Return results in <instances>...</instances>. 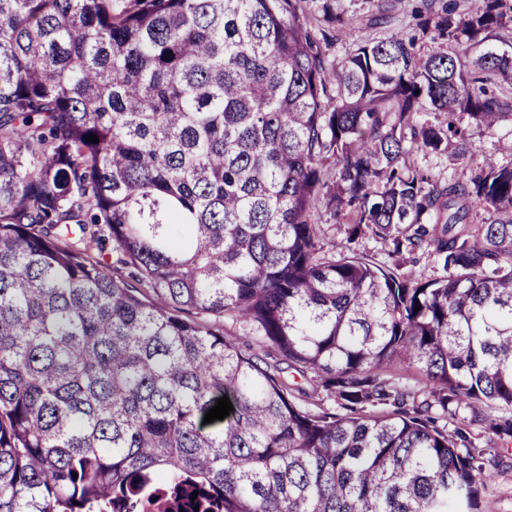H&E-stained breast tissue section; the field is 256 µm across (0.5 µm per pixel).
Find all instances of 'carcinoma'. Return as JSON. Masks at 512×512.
<instances>
[{"mask_svg": "<svg viewBox=\"0 0 512 512\" xmlns=\"http://www.w3.org/2000/svg\"><path fill=\"white\" fill-rule=\"evenodd\" d=\"M314 2L0 0V512H144L158 479L183 512H479L502 457L469 428L512 442V164L470 140L512 119V0H421L407 35L370 0L336 63ZM186 313L248 322L336 409ZM408 148H410V151L407 155V161L415 166L428 168L436 177L442 180L448 179L450 174L454 175L455 169L460 171V166L457 165L456 161L448 158V155H425L415 145L410 146V144H408ZM94 256L99 257L104 260L110 267L111 271L112 269H117L119 273H122L123 276L131 280V282L135 283L137 285V282L132 281V278H130L133 275L134 269L131 267L123 266L119 260L121 258L120 252L115 248V245L112 243V239H107L105 242H103V245H97L94 246ZM138 287L142 288V293L147 296L153 295L152 290L149 289L145 285H137ZM406 258L403 270L411 271L423 280H430L441 274V269L436 266L432 259L426 256L416 255L414 262H412V258H408L407 255Z\"/></svg>", "mask_w": 512, "mask_h": 512, "instance_id": "obj_1", "label": "carcinoma"}]
</instances>
